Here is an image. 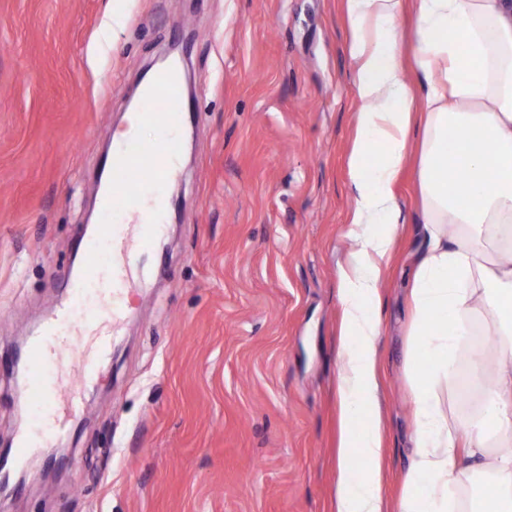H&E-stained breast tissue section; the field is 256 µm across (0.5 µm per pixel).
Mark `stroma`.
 I'll return each instance as SVG.
<instances>
[{"label": "stroma", "instance_id": "35a3bbf8", "mask_svg": "<svg viewBox=\"0 0 512 512\" xmlns=\"http://www.w3.org/2000/svg\"><path fill=\"white\" fill-rule=\"evenodd\" d=\"M342 0H0V451L33 423L11 361L47 316L98 206L140 75L184 48L197 121L161 275L129 296L47 478L0 512H332L338 270L361 107ZM417 153L380 288L383 495L413 454L408 293L424 245Z\"/></svg>", "mask_w": 512, "mask_h": 512}]
</instances>
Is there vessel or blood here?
<instances>
[{
	"mask_svg": "<svg viewBox=\"0 0 512 512\" xmlns=\"http://www.w3.org/2000/svg\"><path fill=\"white\" fill-rule=\"evenodd\" d=\"M178 85L177 69L154 72L144 86L141 122L177 125L183 109ZM109 168L112 186L103 208L114 223L86 242L80 275H64L63 292L44 327L27 340L29 380L50 420L48 429L56 434L70 428L80 389L94 380L99 358L111 345L109 327L125 317L124 298L141 288L145 265L162 243L167 205L150 192L177 174L175 138L167 134L147 143L134 128H125L112 141ZM91 299L98 312L87 323L79 309Z\"/></svg>",
	"mask_w": 512,
	"mask_h": 512,
	"instance_id": "1",
	"label": "vessel or blood"
}]
</instances>
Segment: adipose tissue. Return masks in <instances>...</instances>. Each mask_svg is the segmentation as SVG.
I'll return each instance as SVG.
<instances>
[{
  "label": "adipose tissue",
  "instance_id": "obj_1",
  "mask_svg": "<svg viewBox=\"0 0 512 512\" xmlns=\"http://www.w3.org/2000/svg\"><path fill=\"white\" fill-rule=\"evenodd\" d=\"M415 8L404 76L397 20ZM362 107L349 156L352 248L343 321L334 512H512V22L507 0H344ZM425 245L409 291L414 457L395 510L383 494L376 379L379 284L399 230L410 150ZM497 336L493 356L472 343ZM480 396L462 414L459 365Z\"/></svg>",
  "mask_w": 512,
  "mask_h": 512
}]
</instances>
